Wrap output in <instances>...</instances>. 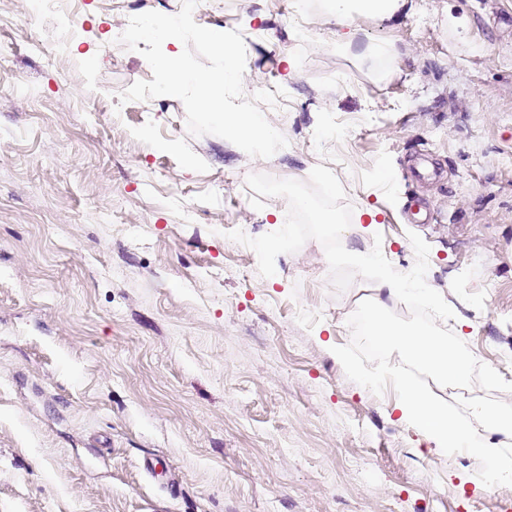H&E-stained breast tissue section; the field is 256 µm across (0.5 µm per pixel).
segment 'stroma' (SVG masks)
I'll return each instance as SVG.
<instances>
[{"label": "stroma", "mask_w": 512, "mask_h": 512, "mask_svg": "<svg viewBox=\"0 0 512 512\" xmlns=\"http://www.w3.org/2000/svg\"><path fill=\"white\" fill-rule=\"evenodd\" d=\"M24 7L0 0V512H503L486 462L400 421L390 370L433 377L364 353L372 282L337 290L313 239L262 277L228 233L287 206L250 174L332 169L377 212L344 248L412 264L422 237L448 328L512 382V0L355 17L377 58L337 43L322 0H208L199 25L261 33L245 96L288 92L287 116L261 107L288 141L268 159L191 135L178 98L120 103L153 78L113 46L120 12Z\"/></svg>", "instance_id": "obj_1"}]
</instances>
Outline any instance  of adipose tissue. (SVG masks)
<instances>
[{
  "label": "adipose tissue",
  "mask_w": 512,
  "mask_h": 512,
  "mask_svg": "<svg viewBox=\"0 0 512 512\" xmlns=\"http://www.w3.org/2000/svg\"><path fill=\"white\" fill-rule=\"evenodd\" d=\"M406 0H324L325 14L337 26L346 28L347 44H354L357 33L351 28L354 17L360 15L386 16L404 5ZM370 336L380 346H398L411 361L427 365L439 384L462 382L468 374V362L454 349L440 344L432 334L420 328L395 324L381 315H373ZM401 399L398 408L403 422L415 426L431 440L439 455L445 456L466 448L493 464L504 474L512 473V456L489 442L486 431L512 429V416L493 406L475 405L474 420L454 418L447 404L433 389L399 378Z\"/></svg>",
  "instance_id": "ef3b65f1"
}]
</instances>
